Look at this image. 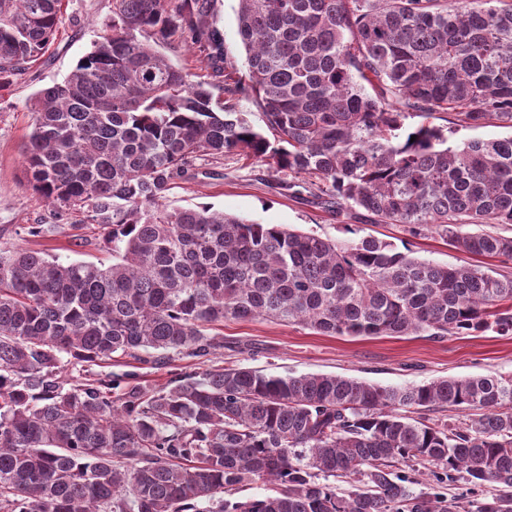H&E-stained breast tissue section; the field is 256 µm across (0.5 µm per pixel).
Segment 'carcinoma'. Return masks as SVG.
<instances>
[{
    "label": "carcinoma",
    "instance_id": "carcinoma-1",
    "mask_svg": "<svg viewBox=\"0 0 512 512\" xmlns=\"http://www.w3.org/2000/svg\"><path fill=\"white\" fill-rule=\"evenodd\" d=\"M64 6L0 0V89L54 45ZM237 35L244 81L214 0H112L109 31L30 98L24 173L48 212L27 234L67 225L74 243L112 247V265L0 251V512H512V375L382 387L213 366L158 387L64 374L148 349L204 358L224 345L208 327L257 318L328 336L512 335L498 270L512 237L482 229L512 224V135L452 147L429 122L512 129V0H239ZM151 38L186 44L225 99ZM242 97L274 139L241 117ZM230 152L290 189L312 177L338 215L431 230L490 263L167 204L196 160ZM443 404L474 417H411ZM398 465L499 493H416ZM256 480L271 492L240 497Z\"/></svg>",
    "mask_w": 512,
    "mask_h": 512
}]
</instances>
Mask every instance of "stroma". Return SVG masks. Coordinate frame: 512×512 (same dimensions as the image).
Listing matches in <instances>:
<instances>
[{
	"label": "stroma",
	"instance_id": "1",
	"mask_svg": "<svg viewBox=\"0 0 512 512\" xmlns=\"http://www.w3.org/2000/svg\"><path fill=\"white\" fill-rule=\"evenodd\" d=\"M238 0H215V18L224 34L227 62L245 68V50L237 35ZM112 21V0H67L65 20L56 43L40 65L0 90V249L29 246L26 225L44 214L46 206L28 189L23 177V149L31 130L29 100L39 89L64 78L88 53ZM267 166L235 153L197 161L194 179L176 185L168 200L175 207L199 204L262 224H284L323 238L347 236V217L328 212L308 191L293 193L277 186ZM361 234L409 248L415 256L458 265L470 255L446 245L434 232L410 235L401 224H365ZM41 249L60 261L112 263L111 248L92 244L74 248L67 233L42 240ZM224 338L215 358L274 375L310 373L354 377L381 386H406L440 378L512 375V336L488 332L435 339L424 333L407 336H324L300 325L262 319L228 321L213 326ZM201 360L171 354L168 364H143L117 358L98 366L101 374L133 373L149 385H164L172 375L200 372Z\"/></svg>",
	"mask_w": 512,
	"mask_h": 512
}]
</instances>
